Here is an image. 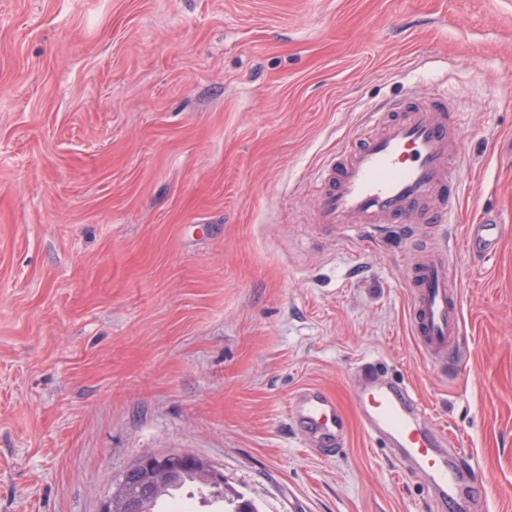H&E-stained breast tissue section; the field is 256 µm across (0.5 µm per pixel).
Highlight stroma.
<instances>
[{
    "label": "stroma",
    "mask_w": 512,
    "mask_h": 512,
    "mask_svg": "<svg viewBox=\"0 0 512 512\" xmlns=\"http://www.w3.org/2000/svg\"><path fill=\"white\" fill-rule=\"evenodd\" d=\"M465 125L467 355L408 323L410 240L313 223V175L392 97ZM410 384L512 512V0H0V512H98L144 453L189 452L260 512H448L370 438L356 366ZM335 397L343 451L296 392ZM503 224L495 217H489L483 224H471L465 236L467 251L479 257H487L498 250ZM291 416L305 442L321 454L336 452L347 440V422L336 403L314 388L298 392Z\"/></svg>",
    "instance_id": "obj_1"
}]
</instances>
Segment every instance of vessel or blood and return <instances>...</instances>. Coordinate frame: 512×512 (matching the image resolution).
Returning a JSON list of instances; mask_svg holds the SVG:
<instances>
[{
    "instance_id": "obj_1",
    "label": "vessel or blood",
    "mask_w": 512,
    "mask_h": 512,
    "mask_svg": "<svg viewBox=\"0 0 512 512\" xmlns=\"http://www.w3.org/2000/svg\"><path fill=\"white\" fill-rule=\"evenodd\" d=\"M460 113L447 96L428 103L392 98L368 109V129L344 151L327 156L316 171L315 221L344 225L375 239L389 230L409 236L416 225H432L436 247L415 255L411 283V325L426 351L445 366L462 356L461 300L450 274L456 242L448 236L461 193L456 132ZM503 226L494 217L471 225L469 253L487 257L498 250ZM354 402L366 433L389 442L413 468L429 477L438 497L457 501L472 466L442 447L425 424L411 388L383 378L376 364L357 369ZM291 416L305 442L329 455L347 440V422L334 400L316 389H301Z\"/></svg>"
}]
</instances>
